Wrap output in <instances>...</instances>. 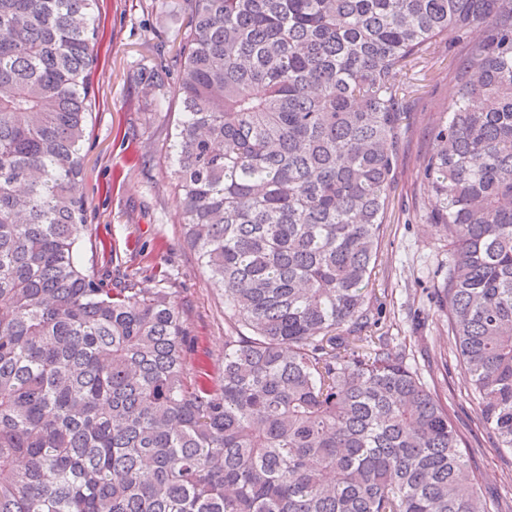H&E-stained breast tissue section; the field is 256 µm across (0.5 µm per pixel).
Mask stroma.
I'll return each mask as SVG.
<instances>
[{
    "mask_svg": "<svg viewBox=\"0 0 512 512\" xmlns=\"http://www.w3.org/2000/svg\"><path fill=\"white\" fill-rule=\"evenodd\" d=\"M98 15L94 107L83 149L92 241L80 247L79 259L116 282L133 270L138 287L163 282L172 288L192 336L190 364L204 362L216 374L224 358V298L182 236L179 199L165 159L178 103L171 98L164 107L155 105L178 84L174 60L188 17L181 0H99ZM467 39L462 32L448 34L414 72L396 77L407 92L400 102L401 137L373 287L380 331L405 350L425 384L447 398L483 499L512 512V451L496 447L492 433L474 424L478 402L456 365L436 295L448 269V246L428 219L429 130L446 119L458 95L455 68ZM157 72L165 76L160 89L149 83Z\"/></svg>",
    "mask_w": 512,
    "mask_h": 512,
    "instance_id": "stroma-1",
    "label": "stroma"
}]
</instances>
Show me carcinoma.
<instances>
[{
    "mask_svg": "<svg viewBox=\"0 0 512 512\" xmlns=\"http://www.w3.org/2000/svg\"><path fill=\"white\" fill-rule=\"evenodd\" d=\"M98 0H0V512H489L448 402L378 332L400 72L471 34L425 158L448 341L512 451V0H184L166 153L224 296L81 265Z\"/></svg>",
    "mask_w": 512,
    "mask_h": 512,
    "instance_id": "1",
    "label": "carcinoma"
}]
</instances>
